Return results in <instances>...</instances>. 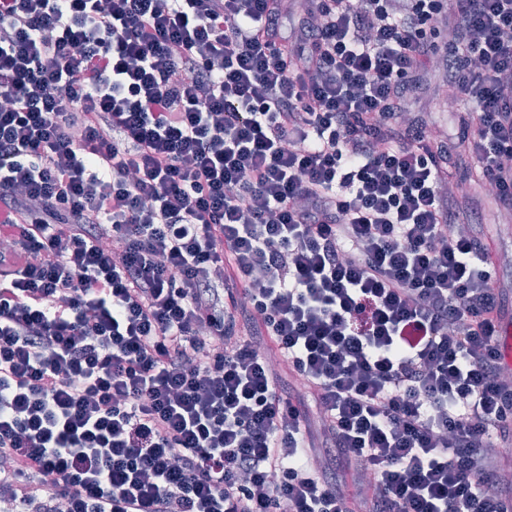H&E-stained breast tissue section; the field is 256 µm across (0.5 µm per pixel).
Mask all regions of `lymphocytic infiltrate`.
Returning <instances> with one entry per match:
<instances>
[{
    "instance_id": "1",
    "label": "lymphocytic infiltrate",
    "mask_w": 512,
    "mask_h": 512,
    "mask_svg": "<svg viewBox=\"0 0 512 512\" xmlns=\"http://www.w3.org/2000/svg\"><path fill=\"white\" fill-rule=\"evenodd\" d=\"M0 0V501L512 512L478 188L512 0ZM448 17L459 139L410 102Z\"/></svg>"
}]
</instances>
